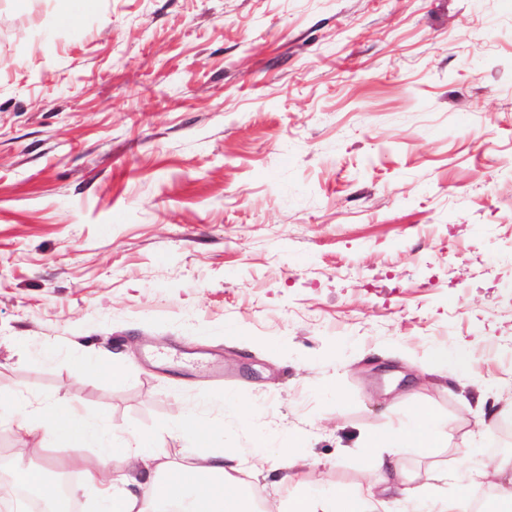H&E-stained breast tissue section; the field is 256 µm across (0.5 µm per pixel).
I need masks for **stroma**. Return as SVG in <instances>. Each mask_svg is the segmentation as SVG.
<instances>
[{"label": "stroma", "instance_id": "35a3bbf8", "mask_svg": "<svg viewBox=\"0 0 512 512\" xmlns=\"http://www.w3.org/2000/svg\"><path fill=\"white\" fill-rule=\"evenodd\" d=\"M66 5L0 0V397L175 463L198 450L163 426L196 410L343 492L375 476L365 434L425 408L448 445L402 474L458 496L459 449L491 462L477 409L512 420V0ZM23 422L0 458L97 512Z\"/></svg>", "mask_w": 512, "mask_h": 512}]
</instances>
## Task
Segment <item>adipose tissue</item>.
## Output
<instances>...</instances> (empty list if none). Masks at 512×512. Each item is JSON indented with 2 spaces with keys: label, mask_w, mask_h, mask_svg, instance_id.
<instances>
[{
  "label": "adipose tissue",
  "mask_w": 512,
  "mask_h": 512,
  "mask_svg": "<svg viewBox=\"0 0 512 512\" xmlns=\"http://www.w3.org/2000/svg\"><path fill=\"white\" fill-rule=\"evenodd\" d=\"M26 428L43 431L54 444L75 450L73 462L84 483L111 484V492L101 500L100 512H160L164 504L175 507L177 512H256L249 488L232 473L233 464L242 461V454L213 447L212 427L196 414H184L172 431L201 448L198 462L157 469L155 477L147 479L137 495L126 490L127 459L134 455L144 467H154L163 454L156 436L143 434L134 443L119 447L112 443L102 445L96 458L88 460L78 451L99 441L100 425L72 405L46 403L28 417ZM447 442V432L437 425L432 413L417 410L407 423L367 438L366 447L376 452L374 468L381 476L380 483L370 482L358 491L343 494L311 487L305 493L290 496L284 512H455L456 502L443 498L435 485L393 482L391 474L398 471V461L391 454H382L386 448H441ZM479 475L494 488L482 506L483 512H512V463L502 461L482 468Z\"/></svg>",
  "instance_id": "1"
}]
</instances>
